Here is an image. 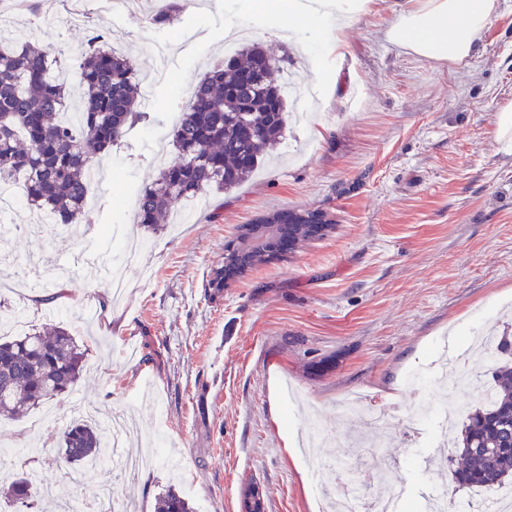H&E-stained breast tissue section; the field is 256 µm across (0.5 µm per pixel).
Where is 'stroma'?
I'll return each mask as SVG.
<instances>
[{"mask_svg":"<svg viewBox=\"0 0 512 512\" xmlns=\"http://www.w3.org/2000/svg\"><path fill=\"white\" fill-rule=\"evenodd\" d=\"M474 59L437 63L389 42L408 0H370L337 38L289 21L287 31L254 15L246 0H174L173 20L150 24L151 0H0V33L63 52L69 109L80 107L77 54L87 30L128 52L145 122L130 128L97 165L82 223L41 235L0 233V314L26 328H66L86 370L56 398L58 420L39 412L0 423L14 446L0 464L40 469L58 500L83 505L109 487L154 512L169 487L197 512H241L255 483L265 512H320L323 492L367 470L368 449L395 459L401 507L424 512L431 486L452 488L448 512L471 492L438 471L433 423L439 409L480 406L493 361L469 362L468 386L443 391L435 355L455 350L473 325L512 334V152L493 134L496 109L512 101V0H499ZM242 24L275 55L296 88L284 139L242 185L186 201L184 223H137L142 189L159 173L153 140L170 143L191 88L224 58ZM327 209L329 235L287 250L222 290L209 288L238 226L282 209ZM142 247L121 267L124 249ZM85 254L100 265L87 279ZM43 262L38 304L24 260ZM120 270L121 301L100 303ZM366 398L358 412L347 402ZM97 422L130 417L126 453L141 455L165 428L167 455L138 478L113 467L74 466L60 450L70 403ZM322 443L328 467L292 454L285 437Z\"/></svg>","mask_w":512,"mask_h":512,"instance_id":"obj_1","label":"stroma"}]
</instances>
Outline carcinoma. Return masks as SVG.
<instances>
[{"instance_id": "1", "label": "carcinoma", "mask_w": 512, "mask_h": 512, "mask_svg": "<svg viewBox=\"0 0 512 512\" xmlns=\"http://www.w3.org/2000/svg\"><path fill=\"white\" fill-rule=\"evenodd\" d=\"M281 62L250 42L192 87L173 129L175 157L141 192L138 223L155 227L176 202L230 190L251 176L286 129L288 94L274 76ZM65 64L53 50L0 44V184L23 180L28 205L69 226L82 222L91 162L118 144L144 113L137 110L141 87L129 61L99 34L80 52L78 126L60 122L69 98L59 78ZM315 218L335 223L323 209L281 210L257 223L274 224L279 235L304 242L313 237L308 226ZM497 351L498 365L490 369L494 396L467 413L454 442L453 476L468 489L512 480V339L501 337ZM83 367L84 353L62 327L0 337V418L20 420L70 392ZM61 448L74 465L102 461L100 427L72 420ZM6 495L18 512H37L36 471L17 475ZM156 512L194 510L171 487L158 498Z\"/></svg>"}]
</instances>
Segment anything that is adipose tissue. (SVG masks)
I'll list each match as a JSON object with an SVG mask.
<instances>
[{
    "label": "adipose tissue",
    "mask_w": 512,
    "mask_h": 512,
    "mask_svg": "<svg viewBox=\"0 0 512 512\" xmlns=\"http://www.w3.org/2000/svg\"><path fill=\"white\" fill-rule=\"evenodd\" d=\"M255 9L281 19L299 17L332 31L335 15L345 11L344 0H321L306 9L302 0H256ZM498 0H416L386 32L389 41L423 58L448 63L471 59Z\"/></svg>",
    "instance_id": "1"
}]
</instances>
